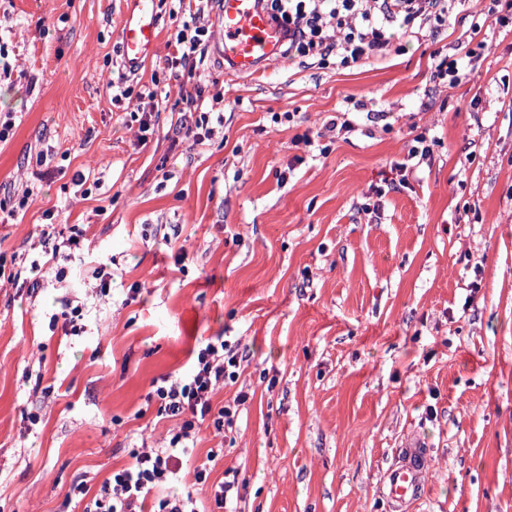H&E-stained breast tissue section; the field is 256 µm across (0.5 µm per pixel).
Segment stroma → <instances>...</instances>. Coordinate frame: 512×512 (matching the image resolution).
Here are the masks:
<instances>
[{
	"instance_id": "1",
	"label": "stroma",
	"mask_w": 512,
	"mask_h": 512,
	"mask_svg": "<svg viewBox=\"0 0 512 512\" xmlns=\"http://www.w3.org/2000/svg\"><path fill=\"white\" fill-rule=\"evenodd\" d=\"M155 2L160 40L131 77L156 94L142 148L140 110L108 85L131 0H0V259H43L46 223L83 233L64 281L0 285V512H83L74 478L162 446L175 423L153 381L220 336L243 359L213 402L247 400L232 433L201 427L184 485L207 462L210 483L242 484L233 512H389L380 474L414 436L431 452L415 512H512V24L474 33L495 2L458 0L447 29L380 61L237 78L210 0L196 82L224 126L177 144L183 16ZM437 52L457 83L434 81ZM339 112L354 132L302 143ZM419 135L429 160L393 171ZM67 299L77 336L50 323Z\"/></svg>"
}]
</instances>
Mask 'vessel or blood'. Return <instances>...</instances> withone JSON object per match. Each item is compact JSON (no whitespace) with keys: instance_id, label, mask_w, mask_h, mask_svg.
<instances>
[{"instance_id":"b4317fda","label":"vessel or blood","mask_w":512,"mask_h":512,"mask_svg":"<svg viewBox=\"0 0 512 512\" xmlns=\"http://www.w3.org/2000/svg\"><path fill=\"white\" fill-rule=\"evenodd\" d=\"M224 30L222 53L229 70L243 77L260 72L278 55L284 35L258 0H218ZM159 39L153 0H135L133 14L120 28L121 63L133 73L154 53ZM428 453L418 441L407 440L381 480L390 512H411L427 492Z\"/></svg>"}]
</instances>
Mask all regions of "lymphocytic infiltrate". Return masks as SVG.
Here are the masks:
<instances>
[{"label": "lymphocytic infiltrate", "instance_id": "lymphocytic-infiltrate-1", "mask_svg": "<svg viewBox=\"0 0 512 512\" xmlns=\"http://www.w3.org/2000/svg\"><path fill=\"white\" fill-rule=\"evenodd\" d=\"M455 0H259L262 9L284 32V51L301 60L326 63L336 59L345 68L373 58H385L398 35L419 37L447 27ZM207 33L199 14H191L174 37L167 59L171 69L195 76L196 53ZM201 90H181L182 115L175 129L178 138L200 142L214 130L198 103ZM238 354L220 338L198 346L185 373L153 383L159 414L178 419L168 447L131 449L128 466L113 472L97 491L86 479H77L72 492L87 497L85 512H198L192 491L174 492L184 460L193 450L198 424L210 421L216 433L232 429L244 395L217 407L214 391L235 381Z\"/></svg>", "mask_w": 512, "mask_h": 512}]
</instances>
